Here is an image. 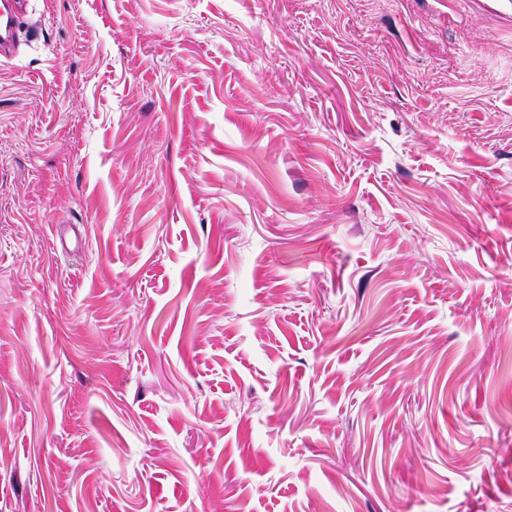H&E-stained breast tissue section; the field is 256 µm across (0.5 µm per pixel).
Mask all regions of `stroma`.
<instances>
[{
  "instance_id": "stroma-1",
  "label": "stroma",
  "mask_w": 512,
  "mask_h": 512,
  "mask_svg": "<svg viewBox=\"0 0 512 512\" xmlns=\"http://www.w3.org/2000/svg\"><path fill=\"white\" fill-rule=\"evenodd\" d=\"M24 27L0 512H512V0Z\"/></svg>"
}]
</instances>
